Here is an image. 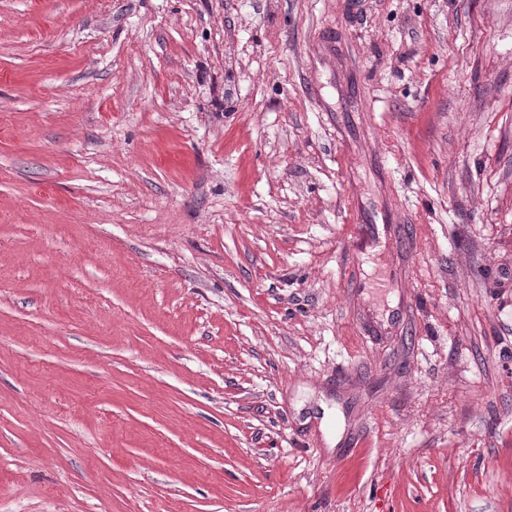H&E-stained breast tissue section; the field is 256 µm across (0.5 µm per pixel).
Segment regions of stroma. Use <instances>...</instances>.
Segmentation results:
<instances>
[{
	"label": "stroma",
	"instance_id": "35a3bbf8",
	"mask_svg": "<svg viewBox=\"0 0 512 512\" xmlns=\"http://www.w3.org/2000/svg\"><path fill=\"white\" fill-rule=\"evenodd\" d=\"M0 512H512V0H0Z\"/></svg>",
	"mask_w": 512,
	"mask_h": 512
}]
</instances>
